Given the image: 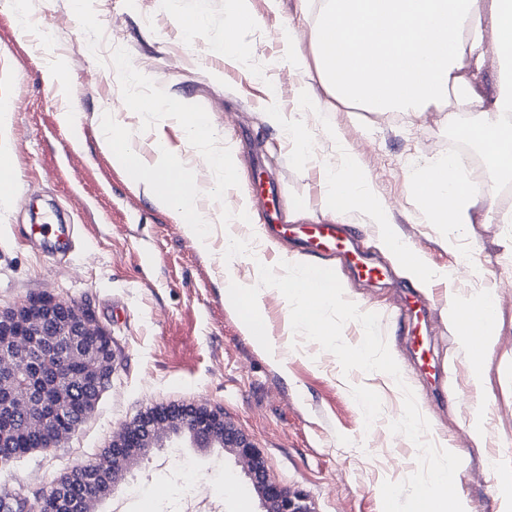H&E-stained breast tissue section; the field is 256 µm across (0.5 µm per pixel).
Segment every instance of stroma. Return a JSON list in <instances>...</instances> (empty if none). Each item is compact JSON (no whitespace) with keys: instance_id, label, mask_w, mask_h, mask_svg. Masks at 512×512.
Segmentation results:
<instances>
[{"instance_id":"obj_1","label":"stroma","mask_w":512,"mask_h":512,"mask_svg":"<svg viewBox=\"0 0 512 512\" xmlns=\"http://www.w3.org/2000/svg\"><path fill=\"white\" fill-rule=\"evenodd\" d=\"M112 43L128 50L133 66L173 98L202 105L222 145L233 149L239 187L223 203L204 199L212 216L241 211L259 193L252 157L283 183L284 214L292 224L336 220L354 232L370 259L391 278L358 280L336 259H313L292 244L262 243L256 225L213 224L207 243L156 204L100 147L104 113H118L135 146L151 157L164 142L206 187L215 179L185 139L178 122L162 120L141 131L140 117L121 95L118 75L85 50L87 38L70 0H0V108L16 185L0 200V308L20 305L33 290L89 304L112 334V380L94 413L60 449L32 452L14 462L11 483L26 493L47 489L60 473L91 461L117 430L160 406L204 405L258 449L271 478L304 492L314 512H383L381 485L417 468L415 445L392 434L410 387L429 421L427 440L442 437L462 448L467 465L458 480L467 512H497V480L490 460L512 468V223L498 224L479 209L466 229L427 223L410 181L413 169L448 144V113L456 98L440 100L418 123L401 113L380 119L357 105L334 102L315 62L297 66L279 36L296 28L310 51L319 0H249L252 26L237 36V64L224 61V18L229 0H94ZM204 11L206 23L187 31L177 14ZM309 87L320 106L300 95ZM292 116L307 138L268 120L271 108ZM73 113L64 121V113ZM297 129V130H298ZM370 172L371 191L389 209L374 223L361 206L335 214L326 204V174L345 152ZM57 207L74 225L75 246L43 252L31 243L30 205ZM403 241L430 268L441 271L469 253L454 287L497 301V336L474 364L448 318L450 296L406 274L385 239ZM235 240L233 255L224 252ZM317 263L333 269L346 299L381 318V330L402 379L358 370L343 374L336 357L296 336L290 307L276 289L260 290L270 356L249 336L226 295L229 282L257 284L258 266ZM430 297L441 335L452 337L440 396H433L411 353L410 328L396 316L398 288ZM246 467L228 448L183 445L148 449L123 466L95 512H266Z\"/></svg>"}]
</instances>
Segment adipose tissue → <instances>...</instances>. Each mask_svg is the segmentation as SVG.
<instances>
[{"mask_svg":"<svg viewBox=\"0 0 512 512\" xmlns=\"http://www.w3.org/2000/svg\"><path fill=\"white\" fill-rule=\"evenodd\" d=\"M493 40L485 42L476 0H321L313 55L336 101L421 120L448 95L476 112L468 131L485 155L489 182L512 181V0H494ZM492 69L491 94L473 77ZM460 160L426 163L411 176L429 223H473L480 201L459 174ZM327 204H368L377 223L389 210L371 199L368 171L346 156L327 170Z\"/></svg>","mask_w":512,"mask_h":512,"instance_id":"1","label":"adipose tissue"}]
</instances>
